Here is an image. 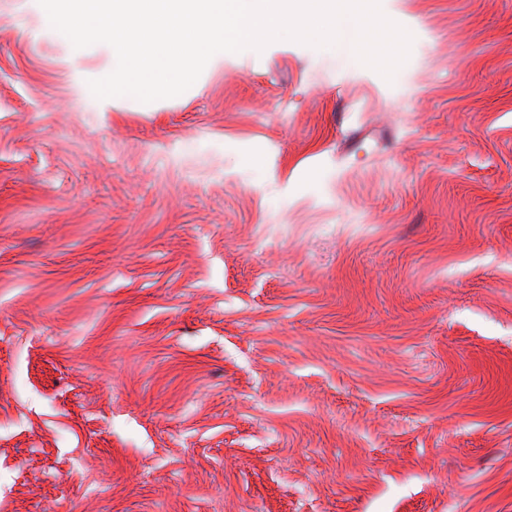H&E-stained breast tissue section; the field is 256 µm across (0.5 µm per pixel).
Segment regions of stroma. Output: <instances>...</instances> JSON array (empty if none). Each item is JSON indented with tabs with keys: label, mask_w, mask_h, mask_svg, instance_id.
I'll list each match as a JSON object with an SVG mask.
<instances>
[{
	"label": "stroma",
	"mask_w": 512,
	"mask_h": 512,
	"mask_svg": "<svg viewBox=\"0 0 512 512\" xmlns=\"http://www.w3.org/2000/svg\"><path fill=\"white\" fill-rule=\"evenodd\" d=\"M399 11L103 110L0 0V512H512V0Z\"/></svg>",
	"instance_id": "obj_1"
}]
</instances>
